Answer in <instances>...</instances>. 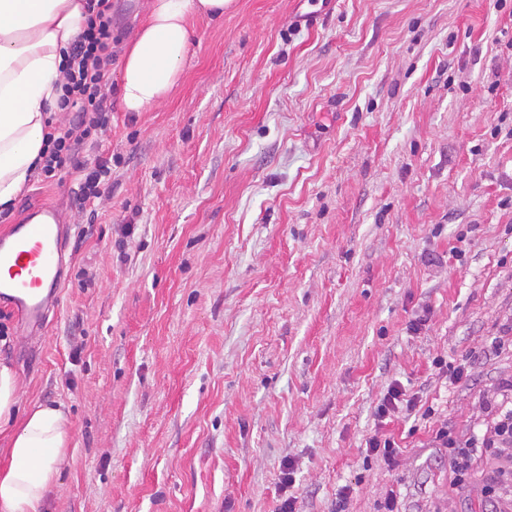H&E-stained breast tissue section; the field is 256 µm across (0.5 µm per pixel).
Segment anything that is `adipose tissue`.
<instances>
[{"instance_id": "adipose-tissue-1", "label": "adipose tissue", "mask_w": 512, "mask_h": 512, "mask_svg": "<svg viewBox=\"0 0 512 512\" xmlns=\"http://www.w3.org/2000/svg\"><path fill=\"white\" fill-rule=\"evenodd\" d=\"M231 0H149L148 21L122 62L126 111L164 102L191 50L188 22L219 18ZM85 22L83 0H0V206L11 204L33 176L57 109L64 52ZM18 379L0 363V429L10 436V465L0 471V512H42L66 459L72 423L64 403L19 412Z\"/></svg>"}]
</instances>
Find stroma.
I'll return each mask as SVG.
<instances>
[{"label": "stroma", "mask_w": 512, "mask_h": 512, "mask_svg": "<svg viewBox=\"0 0 512 512\" xmlns=\"http://www.w3.org/2000/svg\"><path fill=\"white\" fill-rule=\"evenodd\" d=\"M147 16L112 0L116 51ZM191 24L164 104L108 91L109 197L81 204L73 171L0 211V233L43 202L68 226L45 336L14 314L0 339L21 406L72 422L43 512H278L290 460L297 512L346 484L347 512H485L486 459L457 483L432 438L483 432L512 376V0H232ZM394 382L417 406L383 424ZM377 431L394 466L365 456Z\"/></svg>", "instance_id": "35a3bbf8"}]
</instances>
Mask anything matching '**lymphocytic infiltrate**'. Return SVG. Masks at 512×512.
<instances>
[{"instance_id": "obj_1", "label": "lymphocytic infiltrate", "mask_w": 512, "mask_h": 512, "mask_svg": "<svg viewBox=\"0 0 512 512\" xmlns=\"http://www.w3.org/2000/svg\"><path fill=\"white\" fill-rule=\"evenodd\" d=\"M85 25L71 43L65 57L64 82L59 107L76 112L77 118L64 127L53 128L45 136L38 165L45 179L69 171L81 173L79 199L93 202L112 189V162L102 158L87 166L79 154L92 139H104L111 129L112 107L107 103V85L116 54L112 47V0H85ZM488 409L494 420L483 435L460 439L447 427L436 430L437 447L447 449L459 472H466L471 456L491 458L493 469L482 487L492 512H506V490L512 484V406L507 401H492Z\"/></svg>"}]
</instances>
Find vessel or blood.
<instances>
[{"mask_svg":"<svg viewBox=\"0 0 512 512\" xmlns=\"http://www.w3.org/2000/svg\"><path fill=\"white\" fill-rule=\"evenodd\" d=\"M67 246V227L52 205L29 207L0 235V301L16 310L26 332L44 331L59 302Z\"/></svg>","mask_w":512,"mask_h":512,"instance_id":"b4317fda","label":"vessel or blood"}]
</instances>
